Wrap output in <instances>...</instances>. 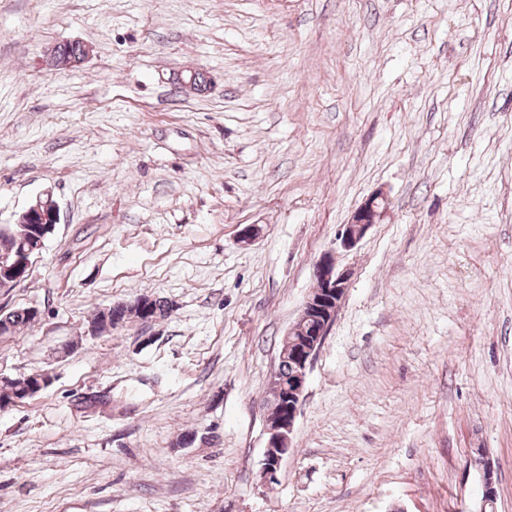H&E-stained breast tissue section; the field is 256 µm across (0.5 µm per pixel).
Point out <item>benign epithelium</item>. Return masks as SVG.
Returning a JSON list of instances; mask_svg holds the SVG:
<instances>
[{"label": "benign epithelium", "mask_w": 512, "mask_h": 512, "mask_svg": "<svg viewBox=\"0 0 512 512\" xmlns=\"http://www.w3.org/2000/svg\"><path fill=\"white\" fill-rule=\"evenodd\" d=\"M67 46H76V52L63 51L61 45L52 46L42 59L43 68L49 73H60L79 68L89 56V47L79 41H67ZM388 200L377 193L367 199L352 214L348 223L342 225L337 241L345 250H351L364 238L369 229L381 218ZM58 203L49 193L38 197L27 208L17 214V224H39L43 235L53 234L59 224ZM312 288L303 303L297 320L288 328L281 340L279 360L295 363L288 386L285 388L288 409H279L275 415L265 413V451L261 475L271 480L288 454V443L298 416L301 397L306 384L307 369L322 346L332 327L336 313L344 299L351 281V271L339 269L335 257L327 252L314 265ZM469 466L480 476L481 493L473 512H489L496 495L493 467L483 450L469 458Z\"/></svg>", "instance_id": "obj_1"}]
</instances>
